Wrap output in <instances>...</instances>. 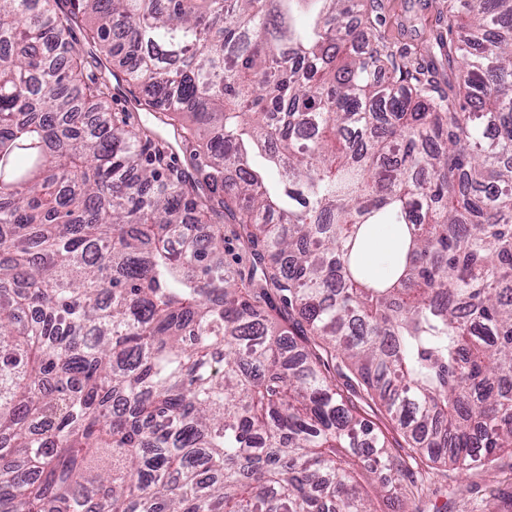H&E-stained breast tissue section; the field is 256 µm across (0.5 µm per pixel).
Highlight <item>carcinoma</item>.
<instances>
[{
	"label": "carcinoma",
	"instance_id": "obj_1",
	"mask_svg": "<svg viewBox=\"0 0 512 512\" xmlns=\"http://www.w3.org/2000/svg\"><path fill=\"white\" fill-rule=\"evenodd\" d=\"M70 2L0 0V512H374L419 486L367 408L414 463L512 451V0H448L438 92L365 0ZM121 91L130 99H132V101L134 102V104L132 105H129L127 106L125 103V101H123V99H121L119 96H116L117 98V105L115 104V101L113 100V107L116 111H123L121 110L120 108L121 107H133L134 106V111L133 112H130L133 116V121L135 122L136 125H138L139 127L141 128H144V129H154L155 128V125H156V122H155V119L153 117V112H145V111H142V110H136V107H135V103H136V99L138 98H141L143 96V90L141 87L139 86H132V85H124L121 87ZM224 261L245 276L249 272V266L239 261L238 243L231 233L230 223L226 220H224ZM393 242L391 228L383 229L375 236L373 243L365 252V258L369 265L375 269H381L384 262L390 258Z\"/></svg>",
	"mask_w": 512,
	"mask_h": 512
}]
</instances>
